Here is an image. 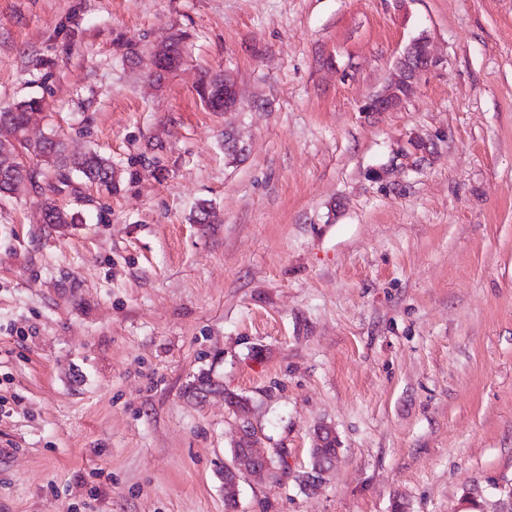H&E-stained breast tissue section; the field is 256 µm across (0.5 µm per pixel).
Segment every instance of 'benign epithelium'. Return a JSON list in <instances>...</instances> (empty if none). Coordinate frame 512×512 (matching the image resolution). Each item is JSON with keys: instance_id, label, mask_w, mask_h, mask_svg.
Here are the masks:
<instances>
[{"instance_id": "obj_1", "label": "benign epithelium", "mask_w": 512, "mask_h": 512, "mask_svg": "<svg viewBox=\"0 0 512 512\" xmlns=\"http://www.w3.org/2000/svg\"><path fill=\"white\" fill-rule=\"evenodd\" d=\"M438 63L428 45L426 36L420 35L413 39L397 58L390 82L380 92L368 98L363 105L367 112L394 111L402 107L409 98L424 72ZM239 106L237 84L234 76L224 72V108L231 112ZM261 435L249 424L238 426L232 444V461L224 466V495L238 498L239 483L250 476L268 474L273 470L274 458L259 451ZM324 448H339L336 431L326 425L317 427L315 446L312 451L315 458L305 471L304 479L309 487L316 489L322 485L325 477L333 470L339 458L337 454L322 452ZM496 490L499 498L496 501V512H512V485H498Z\"/></svg>"}]
</instances>
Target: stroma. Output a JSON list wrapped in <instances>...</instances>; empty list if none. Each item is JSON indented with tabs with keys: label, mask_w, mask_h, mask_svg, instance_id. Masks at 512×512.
<instances>
[{
	"label": "stroma",
	"mask_w": 512,
	"mask_h": 512,
	"mask_svg": "<svg viewBox=\"0 0 512 512\" xmlns=\"http://www.w3.org/2000/svg\"><path fill=\"white\" fill-rule=\"evenodd\" d=\"M177 30L185 61L153 84ZM422 34L439 65L364 111ZM224 70L240 105L213 112L198 82ZM31 95L123 181H74L59 230L40 193L0 199V512H224L245 421L275 472L241 481L238 512H492L512 482V0H0V106ZM203 372L246 416L187 397ZM321 425L340 459L308 494Z\"/></svg>",
	"instance_id": "1"
}]
</instances>
